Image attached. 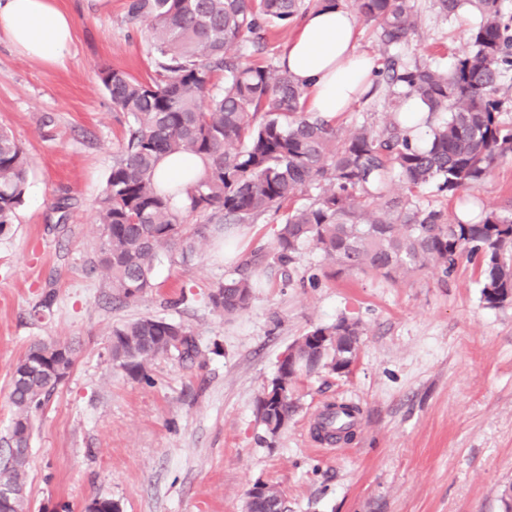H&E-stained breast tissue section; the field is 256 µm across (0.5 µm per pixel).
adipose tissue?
I'll return each instance as SVG.
<instances>
[{"label":"adipose tissue","instance_id":"1","mask_svg":"<svg viewBox=\"0 0 512 512\" xmlns=\"http://www.w3.org/2000/svg\"><path fill=\"white\" fill-rule=\"evenodd\" d=\"M74 19L55 0H0V36L29 58L57 63L71 49ZM358 24L343 0H321L307 12L284 44L279 63L305 91V109L330 119L366 91L374 63L357 48ZM209 161L197 155L166 156L156 182L176 188L177 205L207 174Z\"/></svg>","mask_w":512,"mask_h":512}]
</instances>
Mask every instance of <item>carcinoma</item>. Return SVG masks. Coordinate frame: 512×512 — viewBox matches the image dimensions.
Wrapping results in <instances>:
<instances>
[{"instance_id":"1","label":"carcinoma","mask_w":512,"mask_h":512,"mask_svg":"<svg viewBox=\"0 0 512 512\" xmlns=\"http://www.w3.org/2000/svg\"><path fill=\"white\" fill-rule=\"evenodd\" d=\"M466 1L479 11L480 22L448 70L396 59L394 50L417 25L415 0H353L362 17L376 23L384 55L376 74L393 89L397 111L377 128L363 124L342 136L330 121L304 110V91L286 69L245 64L239 53L268 28L288 25L306 9L304 0H127L129 19L150 29L157 77L139 81L110 67L98 72L126 124L101 202L94 253V264L116 297L131 301L155 287L160 252L174 250L184 264L216 225L246 224L314 185L313 201L287 213L277 229L271 261L283 274L290 275L305 250L347 270L388 278L427 268L446 274L462 255H479L483 300L503 305L512 295V215L490 211L471 222L416 202L425 186L453 194L482 181L497 160L512 155V125L499 121L502 103L496 98L500 81L512 72V19L504 17L499 0H434L446 17ZM411 96L428 110L423 144L411 138L398 112ZM167 155L211 160L206 179L190 191L183 209L153 180ZM28 166L23 147L0 130V235L23 200ZM396 181L407 191L402 199L389 197ZM193 214L204 222L187 223ZM259 261L257 254L245 259L211 289L213 309L232 317L250 307L255 288L250 272ZM361 335L359 322L341 317L308 331L291 348L305 359L303 369L341 374L353 363ZM199 354L194 333L171 319L141 317L112 328L110 358L132 375L146 377L160 355L192 362ZM39 359L56 363L67 376L75 347L41 341L17 362L11 448L28 447L32 417L60 383L30 365ZM297 376L279 365L272 381L286 384V394L259 399L261 421L272 437L296 411ZM358 413L350 404L328 408L317 422V435L328 442L349 439ZM27 464L26 455H8L0 466V485H22ZM268 501L288 512L273 485L247 500V512H261Z\"/></svg>"}]
</instances>
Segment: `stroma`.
Instances as JSON below:
<instances>
[{"label": "stroma", "instance_id": "1", "mask_svg": "<svg viewBox=\"0 0 512 512\" xmlns=\"http://www.w3.org/2000/svg\"><path fill=\"white\" fill-rule=\"evenodd\" d=\"M74 17L70 56L46 64L0 37V127L30 159L25 194L0 235V449L14 409L17 360L40 339L72 342L75 365L34 417L23 476L28 512H89L95 500L120 512H244L249 488L276 486L292 512H504L512 484V303L481 295L479 259L449 274L429 269L395 280L338 270L304 252L291 279L270 261L255 267L250 307L227 317L209 291L255 253H269L290 206L214 234L185 264L162 259L155 288L137 300L113 297L92 270L100 201L124 139L98 71L155 75L149 33L127 0H56ZM418 24L400 56L451 65L475 22L441 18L416 0ZM393 105L385 87L332 118L339 134L382 125ZM473 201L512 214V156L455 195L427 188L420 206L457 216ZM43 317L33 311L42 302ZM174 319L195 333L200 355L160 357L148 379L113 365V326ZM360 320L364 334L348 372L295 384L299 408L278 436L267 434L258 401L281 354L316 326ZM353 403L361 414L350 443L318 444L324 406Z\"/></svg>", "mask_w": 512, "mask_h": 512}]
</instances>
